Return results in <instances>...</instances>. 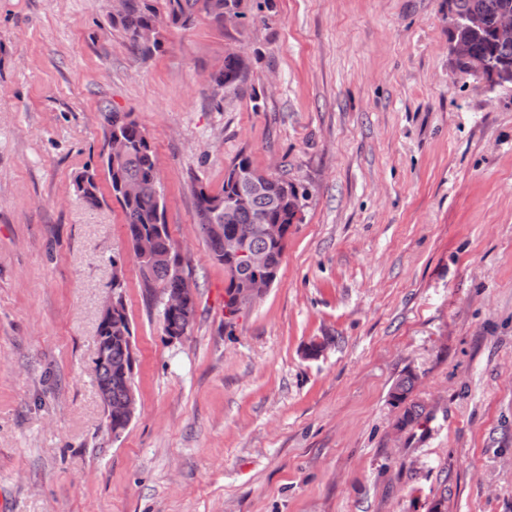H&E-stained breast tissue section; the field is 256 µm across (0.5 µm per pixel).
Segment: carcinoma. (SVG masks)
Listing matches in <instances>:
<instances>
[{
    "mask_svg": "<svg viewBox=\"0 0 512 512\" xmlns=\"http://www.w3.org/2000/svg\"><path fill=\"white\" fill-rule=\"evenodd\" d=\"M124 14L112 20V26L120 27L133 52L145 61L161 48L162 30L167 26L186 27L197 17L205 15L212 22L221 24L224 7L238 9L246 15L245 0H127ZM478 7L485 19V29L479 35L471 36L475 55L483 59H511L512 43L500 45L493 40L491 29L497 13L512 8V0H453L456 17L467 14L472 7ZM155 29V39L146 45L138 40V34L147 27ZM248 65L235 52L224 56L222 70L214 75L213 92L224 88V84L245 82ZM104 137L119 135L129 145L127 153L119 160L101 157L102 169L107 177L112 197L120 205L124 218L128 242L138 260L141 287L153 300L161 301L165 291L186 290L189 306L182 313L162 312L163 329L168 336H185L189 333L196 316L194 290L174 276L170 264L184 262L176 253L168 224L165 222V202L156 169L155 153L144 130L127 112H114L110 109L102 113ZM250 178L261 179L263 173L252 164L249 156L238 155L228 168L224 186L218 192H211L201 185L195 190L197 217L202 238L212 258L224 266L227 281L224 289V307L232 309L236 297L245 288L243 278L235 275L238 269L235 258L224 250V238L211 234L210 225H224V234L250 232L255 249L266 253L270 259L268 273L277 276L287 237L278 241L256 235L254 227L262 218L270 224H281L290 229L293 219L300 211L304 194L285 176L269 181L268 193L252 198L246 206L234 202L247 186ZM125 183H141L144 191L127 198L120 195V186ZM77 192L90 207L101 203L98 171L88 168L75 178ZM120 324L102 320L98 326L96 356L94 359L98 389L108 394L106 422L112 424V436L118 437L128 428L122 414L123 402L127 398L128 387L133 385L131 374L134 360L131 359L129 343L120 339L122 330L128 329L129 320L125 310L118 312ZM414 386V376L401 378L391 393L393 404L404 406L398 425L411 431L424 418L423 407L407 402Z\"/></svg>",
    "mask_w": 512,
    "mask_h": 512,
    "instance_id": "obj_1",
    "label": "carcinoma"
}]
</instances>
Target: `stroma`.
I'll return each mask as SVG.
<instances>
[{"mask_svg": "<svg viewBox=\"0 0 512 512\" xmlns=\"http://www.w3.org/2000/svg\"><path fill=\"white\" fill-rule=\"evenodd\" d=\"M112 8L0 0V512H512V92L455 70L448 0H269L145 61ZM234 49L227 101L205 77ZM108 109L153 147L197 287L178 340L107 180L97 207L75 188ZM242 153L306 198L231 317L194 189ZM115 259L137 401L116 439L94 364ZM408 374L431 413L411 440ZM237 53L240 56L247 58L243 53L239 51ZM237 53L232 51L225 55L222 70L214 75V95H216L220 89L224 88V100L227 99L230 93L240 91V83H244L247 78L248 65L247 63H244ZM224 83L231 84L224 85ZM413 386L414 376L408 374L401 378L395 384L393 391L391 393V399L393 401V404L397 406L404 405L403 413L399 418L397 425L409 431H412L414 426L419 424L422 418H428V416H424L422 406L417 405L415 403H406L408 396L413 389Z\"/></svg>", "mask_w": 512, "mask_h": 512, "instance_id": "obj_1", "label": "stroma"}]
</instances>
